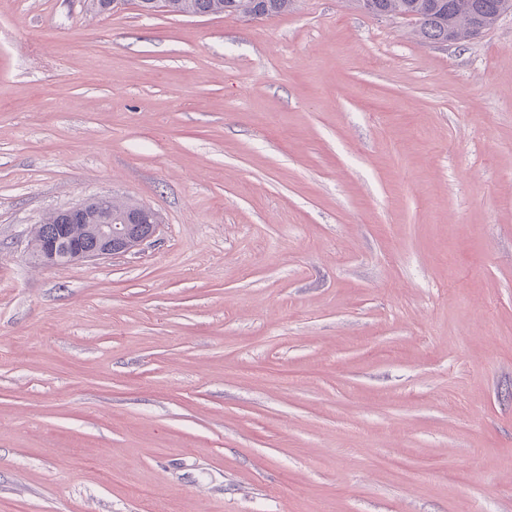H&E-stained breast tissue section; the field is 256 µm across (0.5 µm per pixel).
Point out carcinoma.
<instances>
[{
    "mask_svg": "<svg viewBox=\"0 0 512 512\" xmlns=\"http://www.w3.org/2000/svg\"><path fill=\"white\" fill-rule=\"evenodd\" d=\"M293 0H164L165 12L178 16L235 15L268 18L288 13ZM367 14L401 17L414 25L416 36L430 43L473 37V22L491 28L512 10V0H349Z\"/></svg>",
    "mask_w": 512,
    "mask_h": 512,
    "instance_id": "1",
    "label": "carcinoma"
}]
</instances>
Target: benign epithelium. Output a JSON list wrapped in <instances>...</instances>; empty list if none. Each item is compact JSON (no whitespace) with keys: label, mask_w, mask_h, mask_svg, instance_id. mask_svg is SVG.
<instances>
[{"label":"benign epithelium","mask_w":512,"mask_h":512,"mask_svg":"<svg viewBox=\"0 0 512 512\" xmlns=\"http://www.w3.org/2000/svg\"><path fill=\"white\" fill-rule=\"evenodd\" d=\"M90 203L91 200L85 199L61 211V214L70 217V222L52 225L34 242V260L37 264L57 267L63 258L69 264H77L126 255L139 249L159 232V225L147 226L139 222V217L127 215L117 224L110 217L103 223L88 224L85 238L75 240L69 234L70 225L84 223Z\"/></svg>","instance_id":"1"}]
</instances>
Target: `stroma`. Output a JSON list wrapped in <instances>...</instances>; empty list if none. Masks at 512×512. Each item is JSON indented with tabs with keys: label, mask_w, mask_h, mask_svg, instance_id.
<instances>
[{
	"label": "stroma",
	"mask_w": 512,
	"mask_h": 512,
	"mask_svg": "<svg viewBox=\"0 0 512 512\" xmlns=\"http://www.w3.org/2000/svg\"><path fill=\"white\" fill-rule=\"evenodd\" d=\"M0 512H512V13L0 0ZM165 13L178 16L235 15L262 19L288 13L293 0H160ZM356 9L379 17H401L416 36L430 43L465 42L474 36L473 21L490 29L510 12L512 0H349ZM92 199H85L69 209L62 210V215H68L70 222L58 224L63 218L59 211L49 212L41 223L52 226L45 234L34 241V260L45 267L61 266L64 257L68 264L89 262L108 256L126 255L139 249L159 232L160 224H141L139 217L126 215L122 223L112 224L121 214L134 210L138 204L124 201L119 204L112 202V213L104 223L85 224L84 216ZM85 224L86 236L75 240L68 233L70 225Z\"/></svg>",
	"instance_id": "stroma-1"
}]
</instances>
